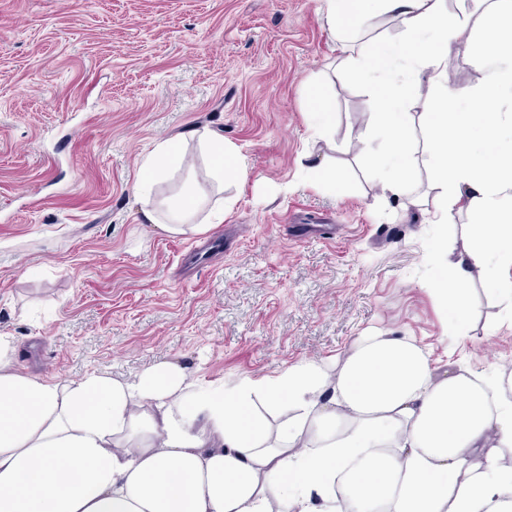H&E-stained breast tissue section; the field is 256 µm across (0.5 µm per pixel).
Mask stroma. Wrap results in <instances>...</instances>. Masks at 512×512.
<instances>
[{
  "mask_svg": "<svg viewBox=\"0 0 512 512\" xmlns=\"http://www.w3.org/2000/svg\"><path fill=\"white\" fill-rule=\"evenodd\" d=\"M397 19L335 37L323 0H0V332L19 363L75 380L163 361L233 382L343 357L369 327L440 363L512 370V327L479 275L466 332L421 283L437 195L384 192L361 152L371 97L346 69ZM331 114L313 137L310 102ZM223 137L246 179L216 191L197 132ZM178 142L231 202L223 224L171 235L132 193L143 156ZM334 170L344 191L315 181Z\"/></svg>",
  "mask_w": 512,
  "mask_h": 512,
  "instance_id": "stroma-1",
  "label": "stroma"
}]
</instances>
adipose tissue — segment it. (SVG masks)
I'll list each match as a JSON object with an SVG mask.
<instances>
[{
	"label": "adipose tissue",
	"instance_id": "obj_1",
	"mask_svg": "<svg viewBox=\"0 0 512 512\" xmlns=\"http://www.w3.org/2000/svg\"><path fill=\"white\" fill-rule=\"evenodd\" d=\"M330 29L395 14L403 35L355 64L372 92L362 151L385 191L412 198L415 153L440 191L438 225L471 222L455 259L424 286L450 322L471 314L480 272L512 307V0H324ZM485 37L473 51L467 33ZM470 55L478 83L448 78ZM431 95L411 138L416 82ZM198 140L216 183L247 175L211 131ZM184 157L171 142L143 157L133 189L150 199ZM193 180L146 212L171 235L224 221ZM512 512V373L440 369L413 339L368 329L343 358L204 383L166 362L132 379L95 372L60 382L18 364L0 332V512Z\"/></svg>",
	"mask_w": 512,
	"mask_h": 512
}]
</instances>
